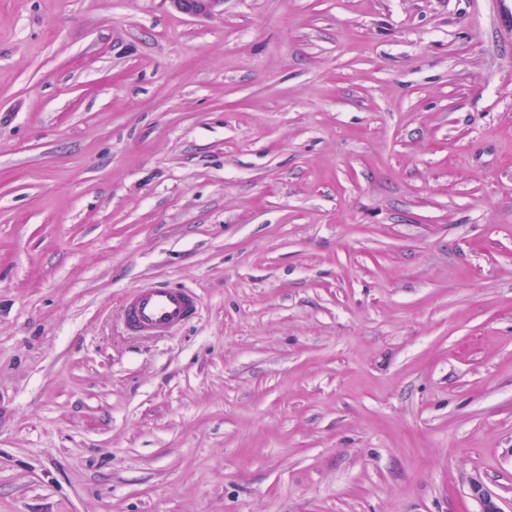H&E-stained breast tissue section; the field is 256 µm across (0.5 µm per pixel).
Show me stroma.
<instances>
[{
  "label": "stroma",
  "instance_id": "obj_1",
  "mask_svg": "<svg viewBox=\"0 0 512 512\" xmlns=\"http://www.w3.org/2000/svg\"><path fill=\"white\" fill-rule=\"evenodd\" d=\"M197 291L171 336L120 299ZM512 512V0H0V512ZM182 14L194 18H215L224 14V0H169Z\"/></svg>",
  "mask_w": 512,
  "mask_h": 512
}]
</instances>
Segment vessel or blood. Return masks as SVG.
Wrapping results in <instances>:
<instances>
[{
    "label": "vessel or blood",
    "mask_w": 512,
    "mask_h": 512,
    "mask_svg": "<svg viewBox=\"0 0 512 512\" xmlns=\"http://www.w3.org/2000/svg\"><path fill=\"white\" fill-rule=\"evenodd\" d=\"M198 307L197 294L167 284L131 289L121 311L125 330L138 336H165L188 325Z\"/></svg>",
    "instance_id": "1"
}]
</instances>
